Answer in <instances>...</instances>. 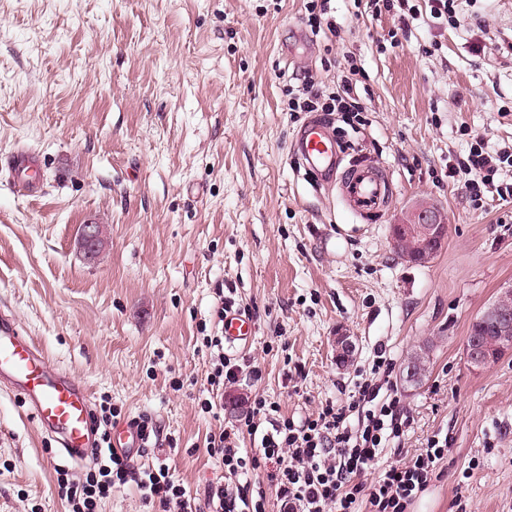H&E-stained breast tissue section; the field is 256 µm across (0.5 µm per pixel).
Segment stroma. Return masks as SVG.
Segmentation results:
<instances>
[{
  "label": "stroma",
  "instance_id": "35a3bbf8",
  "mask_svg": "<svg viewBox=\"0 0 512 512\" xmlns=\"http://www.w3.org/2000/svg\"><path fill=\"white\" fill-rule=\"evenodd\" d=\"M410 2L419 16L394 47L397 17L367 0H331L332 36L312 34L309 0H0V310L88 386L94 417L110 405L156 427L134 469L166 463L197 504L221 476L207 436L242 416L231 403L261 395L301 421L346 402L382 350L412 420L398 457L449 441L410 512H512V353L475 371L464 351L512 284V197L476 205L448 174L481 139L512 153V0H458L454 24ZM351 64L364 122L324 121L345 159L393 182L364 219L301 165L293 142L312 115L287 109L297 74L330 84ZM18 147L40 156L38 195L4 170ZM421 199L448 224L424 266L390 239ZM90 222L104 237L93 263L78 246ZM224 304L255 334L230 354L250 370L215 418L199 407L202 339L220 335ZM339 333L355 344L345 368ZM428 341L427 380L402 385ZM57 448L0 387V512H68Z\"/></svg>",
  "mask_w": 512,
  "mask_h": 512
}]
</instances>
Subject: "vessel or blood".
Returning <instances> with one entry per match:
<instances>
[{
    "instance_id": "obj_1",
    "label": "vessel or blood",
    "mask_w": 512,
    "mask_h": 512,
    "mask_svg": "<svg viewBox=\"0 0 512 512\" xmlns=\"http://www.w3.org/2000/svg\"><path fill=\"white\" fill-rule=\"evenodd\" d=\"M297 149L305 165L323 184L338 186L342 201L352 214L380 213L391 187L389 173L370 161L344 162L335 139L318 120L308 122L299 132ZM8 172L28 194L40 193V164L32 149H21L8 158ZM224 345L246 349L254 334L248 316L225 310L222 324ZM0 385L9 386L27 402L39 427L59 436L63 458L81 462L96 442L92 429L90 393L69 374L50 368L44 352L18 326L11 314L0 312ZM112 446L116 454L135 459L144 442L136 424L115 427Z\"/></svg>"
}]
</instances>
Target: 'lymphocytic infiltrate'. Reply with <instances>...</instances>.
I'll return each mask as SVG.
<instances>
[{"instance_id":"lymphocytic-infiltrate-1","label":"lymphocytic infiltrate","mask_w":512,"mask_h":512,"mask_svg":"<svg viewBox=\"0 0 512 512\" xmlns=\"http://www.w3.org/2000/svg\"><path fill=\"white\" fill-rule=\"evenodd\" d=\"M292 112H344L355 114L361 106L353 96L351 80L334 89L305 76L298 95L288 101ZM512 157L477 146L470 150L462 167L470 176L467 188L472 200L483 193L496 192L494 177ZM203 345L215 364L207 378L208 396L200 402L203 412L219 415L225 384L235 382L240 365L224 356V339L207 336ZM117 410L101 418L105 426L95 446L100 462L97 469L74 480L68 470L57 469L58 494L69 512H99L101 502L113 489L135 482L146 502L156 503L163 512H196L197 506L171 474L168 466L136 472L112 452L107 431ZM410 426L400 398L379 385L356 384L349 402H325L313 417L297 423L282 416L280 406L265 397H254L240 419L238 433L258 437L253 455H242L231 433L219 430L207 438L208 453L225 478L265 469L269 484L276 486L285 512H407L418 495L435 476L445 454L438 440H428L425 448L409 461L381 465L384 449L400 445ZM263 487L238 484L230 488L211 487L208 512H266Z\"/></svg>"}]
</instances>
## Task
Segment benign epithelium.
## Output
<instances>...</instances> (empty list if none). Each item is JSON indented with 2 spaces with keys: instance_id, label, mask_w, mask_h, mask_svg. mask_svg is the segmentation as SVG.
I'll return each mask as SVG.
<instances>
[{
  "instance_id": "benign-epithelium-1",
  "label": "benign epithelium",
  "mask_w": 512,
  "mask_h": 512,
  "mask_svg": "<svg viewBox=\"0 0 512 512\" xmlns=\"http://www.w3.org/2000/svg\"><path fill=\"white\" fill-rule=\"evenodd\" d=\"M390 232L394 245L411 243L413 262L424 265L432 260L436 246L447 237L448 224L441 208L429 200H421L400 213L390 225ZM79 241L86 258H96L102 244L98 226L82 225ZM480 319L488 321L495 338L491 344L476 339L470 346L468 360L474 370L486 368L501 350L512 347V284L501 288L494 303L481 313Z\"/></svg>"
}]
</instances>
